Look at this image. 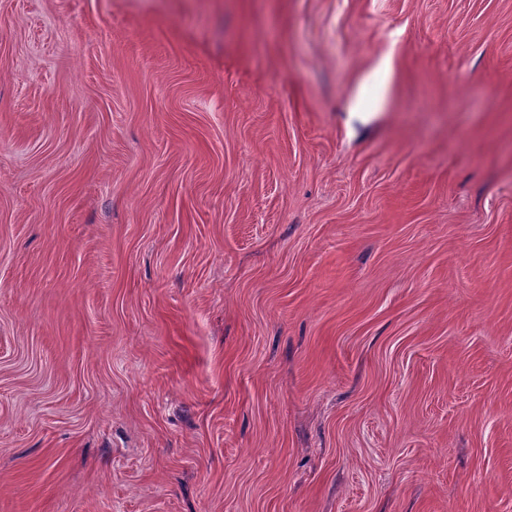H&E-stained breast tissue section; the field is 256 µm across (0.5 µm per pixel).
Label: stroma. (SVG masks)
<instances>
[{
	"label": "stroma",
	"mask_w": 512,
	"mask_h": 512,
	"mask_svg": "<svg viewBox=\"0 0 512 512\" xmlns=\"http://www.w3.org/2000/svg\"><path fill=\"white\" fill-rule=\"evenodd\" d=\"M0 512H512V0H0Z\"/></svg>",
	"instance_id": "stroma-1"
}]
</instances>
